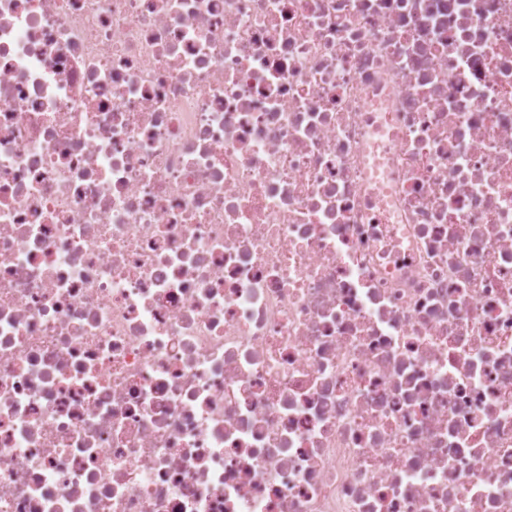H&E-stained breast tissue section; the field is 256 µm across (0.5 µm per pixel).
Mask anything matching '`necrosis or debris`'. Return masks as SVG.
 Instances as JSON below:
<instances>
[{
  "instance_id": "necrosis-or-debris-1",
  "label": "necrosis or debris",
  "mask_w": 512,
  "mask_h": 512,
  "mask_svg": "<svg viewBox=\"0 0 512 512\" xmlns=\"http://www.w3.org/2000/svg\"><path fill=\"white\" fill-rule=\"evenodd\" d=\"M0 512H512V0H0Z\"/></svg>"
}]
</instances>
